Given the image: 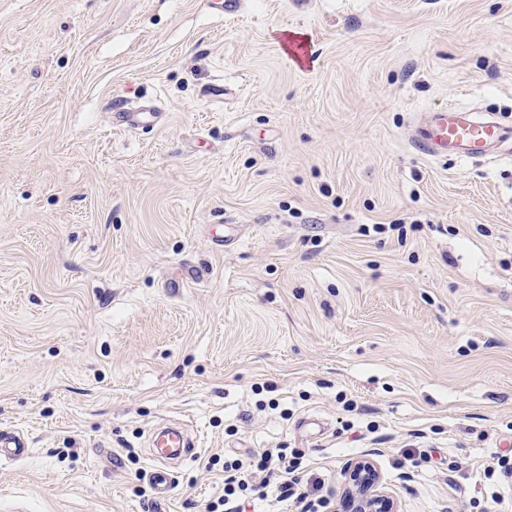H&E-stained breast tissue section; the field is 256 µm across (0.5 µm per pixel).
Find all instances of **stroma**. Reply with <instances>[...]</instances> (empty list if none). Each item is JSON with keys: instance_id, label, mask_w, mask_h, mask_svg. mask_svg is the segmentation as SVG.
<instances>
[{"instance_id": "1", "label": "stroma", "mask_w": 512, "mask_h": 512, "mask_svg": "<svg viewBox=\"0 0 512 512\" xmlns=\"http://www.w3.org/2000/svg\"><path fill=\"white\" fill-rule=\"evenodd\" d=\"M453 105L512 125V0H0V512H207L281 446L322 512L364 458L512 512V158L419 152ZM161 118V112L153 107L141 109L136 112H129L117 109L113 113V119L117 125L128 128L148 127L155 125ZM150 447L153 467L149 476L154 485L155 502L162 504L171 496L174 462L195 455L196 444L186 425L171 423L153 435ZM29 445L25 436L13 430H0V458L11 460L23 459L27 456Z\"/></svg>"}]
</instances>
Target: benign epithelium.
I'll return each instance as SVG.
<instances>
[{"mask_svg": "<svg viewBox=\"0 0 512 512\" xmlns=\"http://www.w3.org/2000/svg\"><path fill=\"white\" fill-rule=\"evenodd\" d=\"M346 491L342 512H397L393 498L382 490L381 476L368 460L350 463L344 470Z\"/></svg>", "mask_w": 512, "mask_h": 512, "instance_id": "obj_1", "label": "benign epithelium"}]
</instances>
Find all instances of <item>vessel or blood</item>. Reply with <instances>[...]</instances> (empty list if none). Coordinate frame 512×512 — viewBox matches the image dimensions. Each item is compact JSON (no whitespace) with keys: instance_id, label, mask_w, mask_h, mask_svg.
I'll use <instances>...</instances> for the list:
<instances>
[{"instance_id":"obj_1","label":"vessel or blood","mask_w":512,"mask_h":512,"mask_svg":"<svg viewBox=\"0 0 512 512\" xmlns=\"http://www.w3.org/2000/svg\"><path fill=\"white\" fill-rule=\"evenodd\" d=\"M160 112L148 107L136 112L116 110L117 125L128 128L155 125ZM414 145L430 155H454L475 160L512 152V126L503 125L492 113L479 114L464 106L422 113L414 129ZM195 441L186 425L172 423L156 432L151 440L150 479L156 503L166 502L173 489L172 467L175 462L194 455ZM29 445L25 436L13 430H0V458L19 460L27 456Z\"/></svg>"}]
</instances>
